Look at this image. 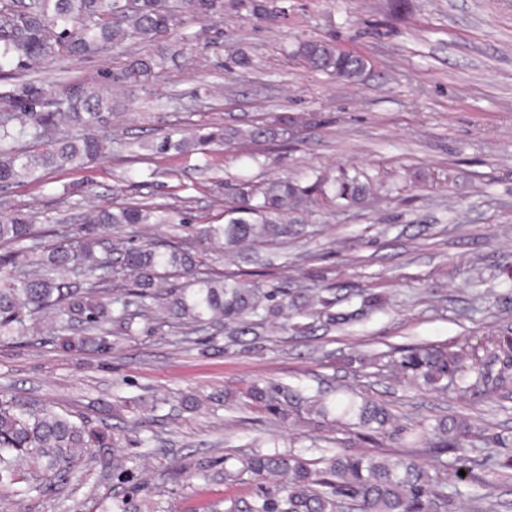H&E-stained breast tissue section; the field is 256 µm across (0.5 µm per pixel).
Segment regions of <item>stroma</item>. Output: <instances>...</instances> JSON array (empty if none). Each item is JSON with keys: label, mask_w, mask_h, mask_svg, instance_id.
<instances>
[{"label": "stroma", "mask_w": 512, "mask_h": 512, "mask_svg": "<svg viewBox=\"0 0 512 512\" xmlns=\"http://www.w3.org/2000/svg\"><path fill=\"white\" fill-rule=\"evenodd\" d=\"M288 14L259 23L229 13L182 32L193 68L171 67L146 88L116 95L112 128L122 148L87 170H49L41 180L0 187V212L69 230L87 205L161 207L166 222L118 225L111 237L169 245L182 221H224V185L239 179L305 180L311 170L361 169L380 184L362 203L296 213L306 236L277 247L209 252L214 271L263 290L327 291L336 313L374 295L381 309L334 325L311 313L305 330L270 319L259 341L196 331L153 306L107 354L65 353L46 330L0 342V399L50 406L111 428L130 479L77 464L45 488L28 472L23 493L0 491V512H222L251 500L256 485L240 458L278 447L311 469L336 449L368 447L349 422L303 416L281 421L250 405L253 385L345 389L390 409L396 426L443 417L512 443V379L493 394H444L394 370L405 348L474 347L481 357L512 336V0H287ZM328 38L361 54L357 82L311 71L284 45ZM246 54L248 68L234 65ZM123 54L62 61L39 72L0 69V92L61 82L92 84L126 63ZM294 116L284 146L234 143L204 154L151 155L147 146L197 124ZM462 512L481 497L489 512H512V481L461 485Z\"/></svg>", "instance_id": "obj_1"}]
</instances>
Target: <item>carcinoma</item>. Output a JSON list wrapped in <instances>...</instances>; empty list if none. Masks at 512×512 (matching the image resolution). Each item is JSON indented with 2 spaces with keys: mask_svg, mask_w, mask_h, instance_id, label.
<instances>
[{
  "mask_svg": "<svg viewBox=\"0 0 512 512\" xmlns=\"http://www.w3.org/2000/svg\"><path fill=\"white\" fill-rule=\"evenodd\" d=\"M228 11L258 20L275 21L288 15L287 7H269L267 0H0V69L12 62L33 71L59 59L87 60L106 52L123 53L130 45H153V54L131 58L120 68L103 73L95 86L62 85L43 92L30 88L23 95L0 96V185L36 179L46 170L83 168L95 163L109 146L122 141L112 136L114 104L109 89L144 88L170 61L186 58V48L169 44L190 21H222ZM308 68L348 82L364 73L367 60L318 39L301 40L289 52ZM289 116L245 125L202 124L188 132L164 134L152 145L154 153L203 152L240 141L266 143L293 134ZM25 140L28 148L14 143ZM372 190L361 173L313 171L307 182L282 179L260 184L240 181L229 186L224 223L187 230L182 240L167 249L154 244L132 245L106 241L115 224L134 228L149 224L153 208L127 205L89 206L81 224L46 247L39 241L27 214L0 217V338L23 336L29 325L49 315L50 335L67 353L106 352L111 337L128 335L138 320L149 317L160 302L177 319H188L204 330L236 323L242 336L250 333L247 319L263 321L288 309L303 316L320 306L327 321L334 301L305 292H263L235 276H216L201 269L198 247L232 251L243 243L279 244L304 234L305 225L288 221L292 212L313 204L348 208ZM133 277L118 287L119 275ZM400 374L428 384L441 380L458 387L468 371L492 378L488 365L462 348L416 347L399 362ZM252 403L285 419L306 405L325 413L322 394L305 396L298 389L277 383L253 386ZM344 414H357L367 429L363 438L382 445L393 418L369 400L336 402ZM506 445L503 437L471 434L457 423L438 422L432 432L405 444L409 452L394 459L344 452L313 471L297 454H254L241 472L256 481L258 492L249 502L233 503L227 512H338L349 502L357 512H459L457 483H473L478 466L498 467L501 476L512 470V456L500 460L483 452L477 442ZM114 444L112 436L77 422L51 408L33 410L17 400L0 403V485L19 483L25 468L42 470L49 479L69 473L74 462H104L96 449ZM426 452L441 461L452 475L449 483L431 476L416 463ZM465 475H460L459 471Z\"/></svg>",
  "mask_w": 512,
  "mask_h": 512,
  "instance_id": "cac0c4a2",
  "label": "carcinoma"
}]
</instances>
